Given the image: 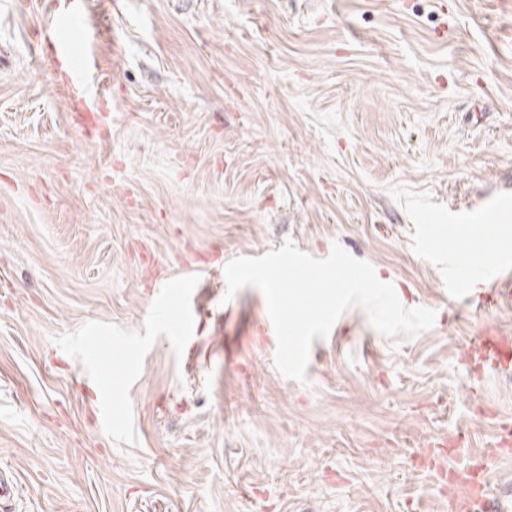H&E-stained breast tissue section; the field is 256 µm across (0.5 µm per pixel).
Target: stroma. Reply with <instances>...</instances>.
Wrapping results in <instances>:
<instances>
[{
    "label": "stroma",
    "mask_w": 512,
    "mask_h": 512,
    "mask_svg": "<svg viewBox=\"0 0 512 512\" xmlns=\"http://www.w3.org/2000/svg\"><path fill=\"white\" fill-rule=\"evenodd\" d=\"M96 134L56 0H0V512H455L481 460L512 507V371L439 258L512 228V0H83ZM340 243L433 327L358 308L274 366L231 259ZM53 20L55 23L54 36L47 46H37L38 51L45 53L47 49L53 56L72 55L71 30L78 29L84 40L87 36V23L83 10L78 6L68 7L58 13ZM485 336H495L486 338L477 349V359L481 365L478 376L473 380L477 381L485 369L488 371H497L502 368H509L512 363V338L507 334H497L495 331H485Z\"/></svg>",
    "instance_id": "35a3bbf8"
}]
</instances>
